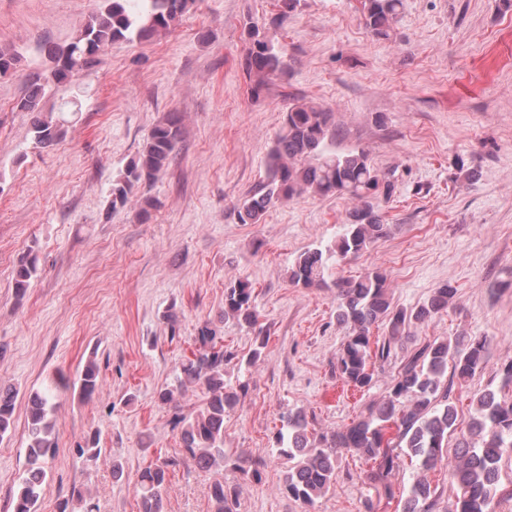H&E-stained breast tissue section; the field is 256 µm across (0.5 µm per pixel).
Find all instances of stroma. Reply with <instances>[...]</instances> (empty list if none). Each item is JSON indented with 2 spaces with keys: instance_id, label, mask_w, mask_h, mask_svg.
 <instances>
[{
  "instance_id": "35a3bbf8",
  "label": "stroma",
  "mask_w": 512,
  "mask_h": 512,
  "mask_svg": "<svg viewBox=\"0 0 512 512\" xmlns=\"http://www.w3.org/2000/svg\"><path fill=\"white\" fill-rule=\"evenodd\" d=\"M103 0H0V45L20 61L0 77V383L16 391L13 428L0 439V512L26 463L29 395L66 378L54 429L56 453L39 512H59L73 489L93 512H139L142 469L175 460L165 512H210L212 472L182 454L175 411L194 410L200 389L178 406L159 390L195 349L204 321L219 324L238 361L268 342L252 366L232 363L224 378L245 387L224 415V453L259 463L242 480L239 512H401L415 470L403 464L395 498H379L364 478L369 464L343 449L331 489L305 505L281 493L288 462L273 437L285 409L302 410L315 432L350 425L389 395L407 357L438 337L490 340L488 363L451 400L469 417L478 390L499 387L512 358V0H403L394 35L374 39L360 0H299L276 22L280 0H199L166 37L117 42L70 82L51 87L44 109L63 119L65 137L32 141L30 113L16 104L45 68V47L64 43ZM286 54L287 68L253 92L247 28ZM334 114V149L365 150L395 185L382 213L391 232L359 256L332 265L329 280L380 269L395 305L413 308L434 288L457 293L452 306L412 325L401 345L375 361L370 388L353 389L336 370L348 330L336 321V291L288 280L295 258L333 244L352 201L304 196L276 202L261 223L242 224L237 208L263 180L266 153L297 101ZM182 117L169 168L112 211L113 178L167 114ZM478 169L467 184L459 167ZM154 202L141 216L139 201ZM35 259L37 274L17 296L16 271ZM250 280L258 328L220 321L224 289ZM99 388L81 396L88 359ZM96 437L101 454L80 448ZM120 460L123 480L112 477Z\"/></svg>"
}]
</instances>
